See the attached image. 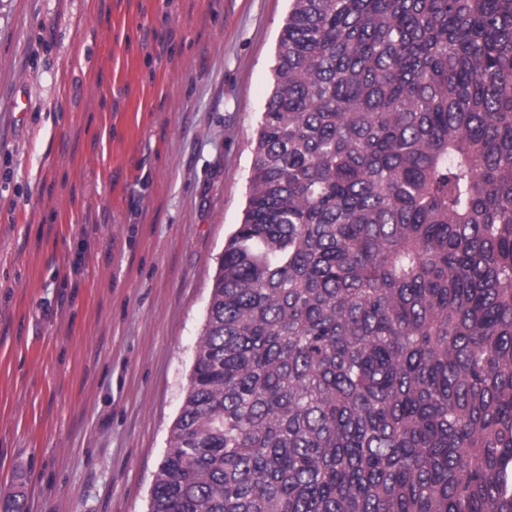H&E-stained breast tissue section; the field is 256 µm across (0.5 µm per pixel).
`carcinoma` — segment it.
I'll list each match as a JSON object with an SVG mask.
<instances>
[{
	"instance_id": "carcinoma-1",
	"label": "carcinoma",
	"mask_w": 512,
	"mask_h": 512,
	"mask_svg": "<svg viewBox=\"0 0 512 512\" xmlns=\"http://www.w3.org/2000/svg\"><path fill=\"white\" fill-rule=\"evenodd\" d=\"M149 512H512V0H291Z\"/></svg>"
}]
</instances>
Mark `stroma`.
I'll return each instance as SVG.
<instances>
[{"instance_id": "35a3bbf8", "label": "stroma", "mask_w": 512, "mask_h": 512, "mask_svg": "<svg viewBox=\"0 0 512 512\" xmlns=\"http://www.w3.org/2000/svg\"><path fill=\"white\" fill-rule=\"evenodd\" d=\"M289 0H0V508L148 512Z\"/></svg>"}]
</instances>
